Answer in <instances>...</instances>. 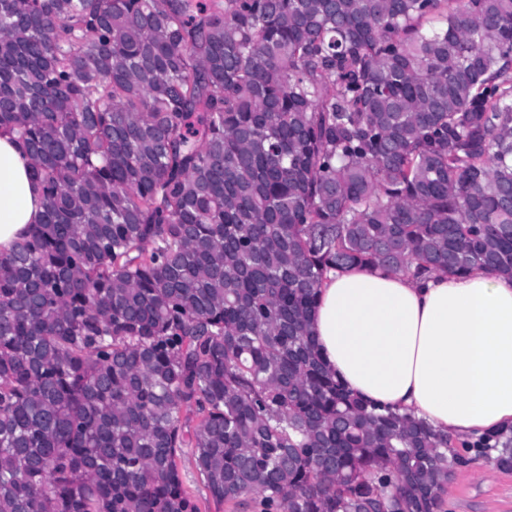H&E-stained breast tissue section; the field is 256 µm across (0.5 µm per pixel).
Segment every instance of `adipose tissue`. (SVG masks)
<instances>
[{
    "label": "adipose tissue",
    "instance_id": "1",
    "mask_svg": "<svg viewBox=\"0 0 512 512\" xmlns=\"http://www.w3.org/2000/svg\"><path fill=\"white\" fill-rule=\"evenodd\" d=\"M32 161L0 130V253L40 223ZM310 332L353 396L474 439L512 424V279L475 268L415 278L382 267L329 272Z\"/></svg>",
    "mask_w": 512,
    "mask_h": 512
}]
</instances>
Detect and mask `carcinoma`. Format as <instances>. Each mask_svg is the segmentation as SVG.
<instances>
[{
    "label": "carcinoma",
    "mask_w": 512,
    "mask_h": 512,
    "mask_svg": "<svg viewBox=\"0 0 512 512\" xmlns=\"http://www.w3.org/2000/svg\"><path fill=\"white\" fill-rule=\"evenodd\" d=\"M0 512H445L512 468L353 397L331 271L512 278V0H0ZM464 448L470 456L459 453ZM32 161L16 135L0 130V253H9L39 224L43 211L39 186L31 177ZM180 477L184 490L199 501L201 512H256L243 511L236 508L233 504H224L217 508L211 500L207 498L206 490L198 475L195 460L190 448H182V453L177 459ZM487 462L455 470L448 482L447 512H512V470Z\"/></svg>",
    "instance_id": "1"
}]
</instances>
